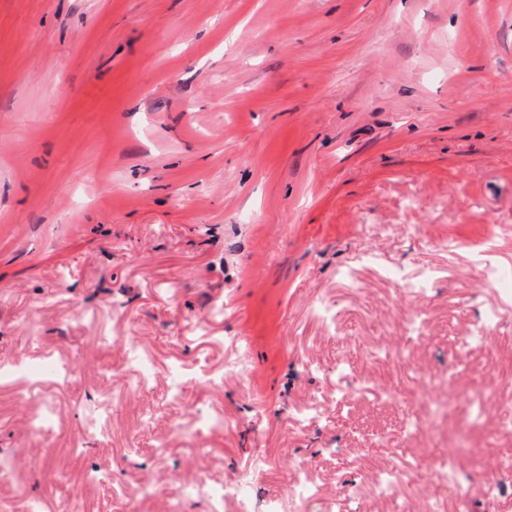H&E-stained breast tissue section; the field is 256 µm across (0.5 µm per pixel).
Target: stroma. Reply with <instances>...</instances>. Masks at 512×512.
<instances>
[{
  "mask_svg": "<svg viewBox=\"0 0 512 512\" xmlns=\"http://www.w3.org/2000/svg\"><path fill=\"white\" fill-rule=\"evenodd\" d=\"M484 264L512 273V0H0V363L80 372L0 378V512H169L200 457L252 484L248 512H300L311 448L302 512H394L367 475L437 450L453 478L401 497L485 504L512 405L467 422L512 377V295ZM390 270L432 282L399 300ZM489 308L488 347L460 350ZM132 343L157 373L137 395ZM340 356L367 384L347 400ZM201 410L224 430L196 433Z\"/></svg>",
  "mask_w": 512,
  "mask_h": 512,
  "instance_id": "obj_1",
  "label": "stroma"
}]
</instances>
